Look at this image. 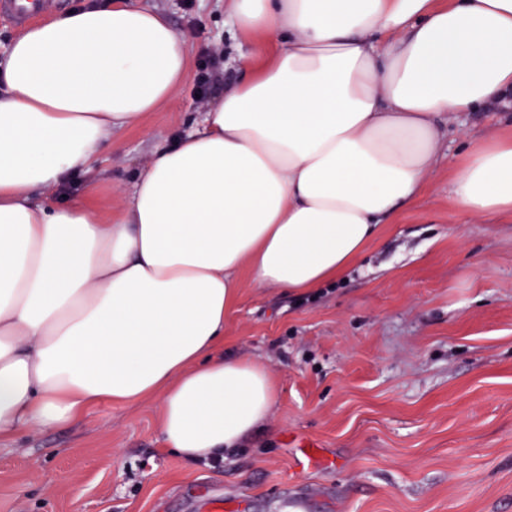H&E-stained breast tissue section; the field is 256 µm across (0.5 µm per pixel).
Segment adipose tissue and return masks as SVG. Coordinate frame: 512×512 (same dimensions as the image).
I'll list each match as a JSON object with an SVG mask.
<instances>
[{
	"instance_id": "1",
	"label": "adipose tissue",
	"mask_w": 512,
	"mask_h": 512,
	"mask_svg": "<svg viewBox=\"0 0 512 512\" xmlns=\"http://www.w3.org/2000/svg\"><path fill=\"white\" fill-rule=\"evenodd\" d=\"M271 40L200 129L160 146L115 216L38 200L94 178L113 132L182 89L189 48L158 12L106 0L40 22L0 64V438L98 402L159 398L163 447L223 459L269 419L261 361L224 356L253 287L345 275L436 167L450 112L512 94V0H224ZM461 211L512 212V130L470 143Z\"/></svg>"
}]
</instances>
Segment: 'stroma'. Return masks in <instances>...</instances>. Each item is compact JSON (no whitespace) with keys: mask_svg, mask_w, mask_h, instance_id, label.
<instances>
[{"mask_svg":"<svg viewBox=\"0 0 512 512\" xmlns=\"http://www.w3.org/2000/svg\"><path fill=\"white\" fill-rule=\"evenodd\" d=\"M185 37L186 85L112 137L101 176L62 198L116 212L155 149L195 128L248 52L224 0H127ZM214 79L205 96L203 72ZM512 108L448 116V151L358 266L318 292L244 289L224 353L262 360L273 412L248 447L191 465L165 450L159 401L103 402L0 443V512H512V213L475 217L450 193L464 147ZM330 466L305 469L307 447Z\"/></svg>","mask_w":512,"mask_h":512,"instance_id":"1","label":"stroma"}]
</instances>
